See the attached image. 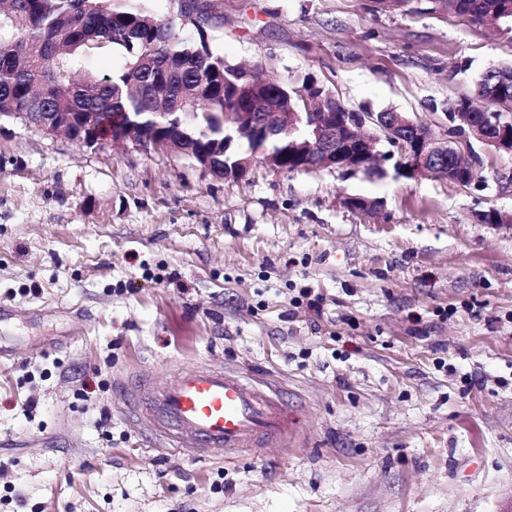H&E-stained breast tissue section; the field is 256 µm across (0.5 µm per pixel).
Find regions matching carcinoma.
Listing matches in <instances>:
<instances>
[{"label":"carcinoma","instance_id":"obj_1","mask_svg":"<svg viewBox=\"0 0 512 512\" xmlns=\"http://www.w3.org/2000/svg\"><path fill=\"white\" fill-rule=\"evenodd\" d=\"M371 0L370 11L451 14L476 23H507L512 32V0ZM0 10V118L33 112L34 95L44 112H94L97 122L112 125V113L129 112L135 130L158 137L162 124L176 120L188 146L224 148L225 117L242 111L233 100L243 85L240 67L227 63L203 45L184 38L181 18L159 20L132 0H5ZM125 51L126 68L112 75L76 78L80 53L105 47ZM284 112H308V82L295 89L271 87ZM249 151L284 152L288 143L271 130L262 141L240 135ZM238 146L219 155L214 175L233 167Z\"/></svg>","mask_w":512,"mask_h":512}]
</instances>
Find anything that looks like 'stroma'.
<instances>
[{"mask_svg": "<svg viewBox=\"0 0 512 512\" xmlns=\"http://www.w3.org/2000/svg\"><path fill=\"white\" fill-rule=\"evenodd\" d=\"M202 33L439 137L512 65L506 31L366 0H216ZM473 149L468 188L390 160L233 181L0 120V512H512V223L477 221L512 213V156ZM192 366L278 385L299 443L200 457L134 430L114 377Z\"/></svg>", "mask_w": 512, "mask_h": 512, "instance_id": "stroma-1", "label": "stroma"}]
</instances>
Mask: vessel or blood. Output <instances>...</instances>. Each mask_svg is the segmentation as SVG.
<instances>
[{"label": "vessel or blood", "instance_id": "obj_1", "mask_svg": "<svg viewBox=\"0 0 512 512\" xmlns=\"http://www.w3.org/2000/svg\"><path fill=\"white\" fill-rule=\"evenodd\" d=\"M121 387L137 422L173 449L198 456L284 446L292 431L276 389L260 390L233 371L187 367L160 388L144 378Z\"/></svg>", "mask_w": 512, "mask_h": 512}]
</instances>
